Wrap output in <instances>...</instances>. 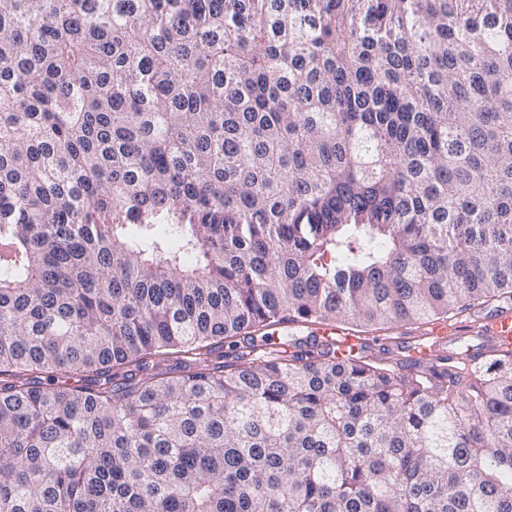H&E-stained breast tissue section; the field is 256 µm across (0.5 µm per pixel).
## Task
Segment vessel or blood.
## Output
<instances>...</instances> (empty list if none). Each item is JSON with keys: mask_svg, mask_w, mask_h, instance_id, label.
Returning a JSON list of instances; mask_svg holds the SVG:
<instances>
[{"mask_svg": "<svg viewBox=\"0 0 512 512\" xmlns=\"http://www.w3.org/2000/svg\"><path fill=\"white\" fill-rule=\"evenodd\" d=\"M462 337L474 339V350L478 353L488 348L500 353L512 352V310L505 308L489 315H476L464 322L454 318L435 321L417 339L438 349Z\"/></svg>", "mask_w": 512, "mask_h": 512, "instance_id": "obj_1", "label": "vessel or blood"}]
</instances>
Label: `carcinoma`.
<instances>
[{
    "mask_svg": "<svg viewBox=\"0 0 512 512\" xmlns=\"http://www.w3.org/2000/svg\"><path fill=\"white\" fill-rule=\"evenodd\" d=\"M1 245L0 512H512V355L284 328L512 296V0H0ZM336 336V342L340 344H346L357 349L359 346H367L364 339L358 340L350 335L347 331L340 329L336 326L320 325L315 326L313 332L307 334H299L298 336Z\"/></svg>",
    "mask_w": 512,
    "mask_h": 512,
    "instance_id": "cac0c4a2",
    "label": "carcinoma"
}]
</instances>
